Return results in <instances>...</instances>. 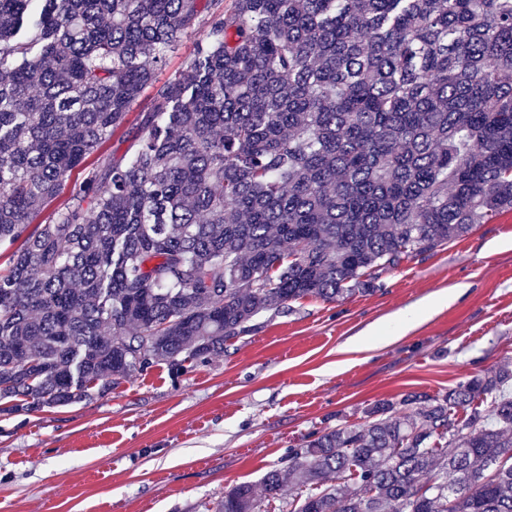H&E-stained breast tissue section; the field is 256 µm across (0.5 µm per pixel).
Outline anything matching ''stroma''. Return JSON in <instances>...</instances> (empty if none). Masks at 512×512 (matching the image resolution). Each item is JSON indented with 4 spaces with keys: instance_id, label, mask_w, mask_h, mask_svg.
<instances>
[{
    "instance_id": "1",
    "label": "stroma",
    "mask_w": 512,
    "mask_h": 512,
    "mask_svg": "<svg viewBox=\"0 0 512 512\" xmlns=\"http://www.w3.org/2000/svg\"><path fill=\"white\" fill-rule=\"evenodd\" d=\"M207 31L182 34L158 80L185 71ZM377 283L261 314L182 374L159 363L92 401L0 416V512H205L375 401L512 361V211Z\"/></svg>"
}]
</instances>
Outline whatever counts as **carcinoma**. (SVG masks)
Returning a JSON list of instances; mask_svg holds the SVG:
<instances>
[{"label":"carcinoma","mask_w":512,"mask_h":512,"mask_svg":"<svg viewBox=\"0 0 512 512\" xmlns=\"http://www.w3.org/2000/svg\"><path fill=\"white\" fill-rule=\"evenodd\" d=\"M149 87L128 151L28 231ZM508 210L512 0H0V415L181 371ZM291 481L285 512H512V363L312 434L264 498ZM207 31L206 19L203 16L195 28L180 36L175 49L167 55L166 61L157 67L156 73L159 82L186 70L197 46L206 40Z\"/></svg>","instance_id":"carcinoma-1"}]
</instances>
